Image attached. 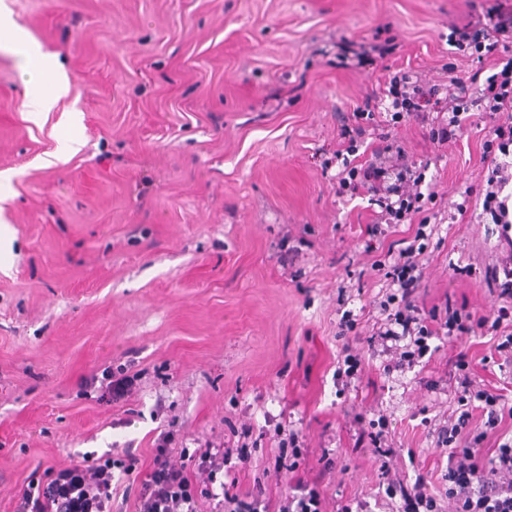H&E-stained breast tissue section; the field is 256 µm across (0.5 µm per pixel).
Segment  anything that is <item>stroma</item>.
Listing matches in <instances>:
<instances>
[{
  "instance_id": "stroma-1",
  "label": "stroma",
  "mask_w": 512,
  "mask_h": 512,
  "mask_svg": "<svg viewBox=\"0 0 512 512\" xmlns=\"http://www.w3.org/2000/svg\"><path fill=\"white\" fill-rule=\"evenodd\" d=\"M492 0H0V512L48 467L131 449L145 470L160 434L187 449L247 445L231 493L287 512L317 482L324 512H400L389 480L424 476L439 512L458 406L453 363L512 400V362L491 330L378 337L396 290L397 225L367 249L378 210L336 192L343 116L386 70L441 84L448 23ZM390 52L339 67L343 42ZM58 57L66 91L29 107L24 47ZM494 122L476 112L441 144L416 119L395 131L429 194L418 296L495 318L493 277L512 248L491 219L459 216L480 189ZM351 347L362 370L346 377ZM134 377L117 401L85 378ZM378 421L381 442L369 436Z\"/></svg>"
}]
</instances>
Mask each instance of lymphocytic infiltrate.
<instances>
[{"instance_id": "obj_1", "label": "lymphocytic infiltrate", "mask_w": 512, "mask_h": 512, "mask_svg": "<svg viewBox=\"0 0 512 512\" xmlns=\"http://www.w3.org/2000/svg\"><path fill=\"white\" fill-rule=\"evenodd\" d=\"M448 44L455 54L476 61L487 72L476 98L481 111L492 116L512 112V0H495L484 15L451 24ZM385 86L384 95H368L357 103L339 132V151L351 154L363 145L366 134H373L370 160L344 166L336 175L340 193L366 194L379 206L378 218L368 228L376 239L387 237L391 228L421 214L425 201L418 189L421 177L411 164L389 161L394 143L388 122L410 117L427 121L432 125V139L452 142L463 133L469 96L468 86L458 77H449L448 93L443 96L437 86L404 69L389 73ZM511 153L512 122L495 125L481 156L488 172L482 212L500 225L502 237L512 244V206L502 196L506 185L512 184V169L501 161ZM422 253V248L412 244L399 248L389 276L400 290L387 298L392 310L384 324L385 336L399 332L413 337L418 347L435 334L415 297ZM467 367L462 358L455 365L462 374L469 407L444 431L449 450L448 499L454 512H512V441L497 444L485 458L478 451L481 437L465 435L474 410L486 413V431L491 434L503 416L512 417V407L502 408V396L479 385L467 374ZM171 443V436L159 437L146 472L138 477L137 512H200L203 497L214 501L217 512H253L251 503L238 495L215 491L225 460L233 453L247 459V448L197 449L200 480L195 483L175 458ZM122 466V459L105 454L49 468L43 478L28 482L21 490L14 512H110L114 472Z\"/></svg>"}]
</instances>
